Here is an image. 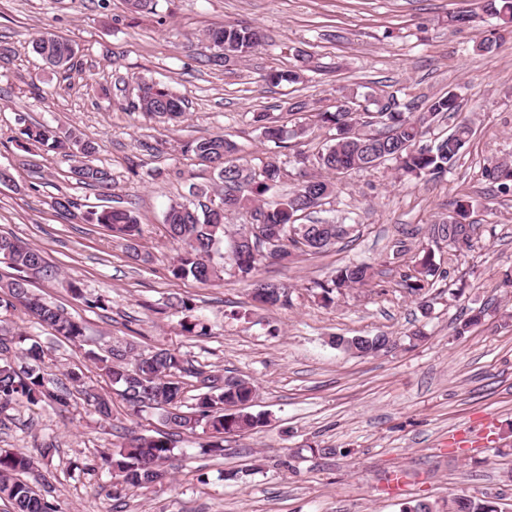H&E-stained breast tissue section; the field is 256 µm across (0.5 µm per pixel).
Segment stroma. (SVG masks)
Masks as SVG:
<instances>
[{
    "mask_svg": "<svg viewBox=\"0 0 512 512\" xmlns=\"http://www.w3.org/2000/svg\"><path fill=\"white\" fill-rule=\"evenodd\" d=\"M458 13L471 22L449 26ZM227 22L259 27L266 42L235 65H209L197 41ZM43 32L73 43L76 67L59 71L33 52ZM485 36L499 38L496 51L476 50ZM299 48L309 55L302 67ZM295 67L300 83L266 79ZM143 81L183 96V117L161 122L133 110ZM449 91L476 130L454 169L410 180L391 163L338 176L318 216H348L349 240L258 267V278L288 285V304L255 303L230 267L215 284L172 275L168 206L190 201L194 184L207 189V205L219 203L216 171L183 152L184 143L220 133L236 144L235 163L256 169L277 157L285 195L317 174L314 160L332 134L316 115L342 95L364 106L391 95L422 112ZM299 100L305 111L292 113ZM257 112L305 133L276 147L254 122ZM27 123L93 142L111 189L76 181L64 153L24 145ZM510 160L512 26L487 15L482 0H157L150 12L130 10L127 0H0V168L12 174L0 183V234L43 253L51 273L32 276L31 291L87 336L77 346L25 309L0 314L41 343L46 377L70 393L65 407L21 403L0 412V448L34 457L25 481L62 512H402L421 500L444 512L450 497L477 492L512 512V191L481 177ZM62 197L75 209L58 211ZM461 200L471 202L478 231L453 252L431 227ZM105 206L137 216L140 259L87 220ZM425 251L444 276L414 295L404 277ZM351 263L371 266L368 285L323 304L317 284ZM179 298L207 335L184 332ZM478 312L481 323L466 326ZM417 330L422 339H413ZM378 333L394 343L374 355L331 344ZM125 344L141 354L176 348L205 371L245 378L261 424L225 436L220 455L203 450L202 431L180 433L164 484L113 488L101 453L163 429L155 410L133 411L87 358ZM77 368L109 398L110 418L74 390L68 373ZM48 441L56 450L46 460ZM237 470L240 479H226Z\"/></svg>",
    "mask_w": 512,
    "mask_h": 512,
    "instance_id": "1",
    "label": "stroma"
}]
</instances>
